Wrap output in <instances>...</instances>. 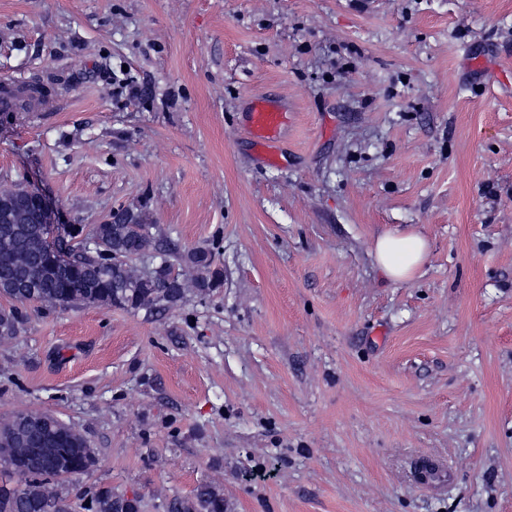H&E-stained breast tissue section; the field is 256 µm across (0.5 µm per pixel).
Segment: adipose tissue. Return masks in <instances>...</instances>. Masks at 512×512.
<instances>
[{
    "label": "adipose tissue",
    "instance_id": "obj_1",
    "mask_svg": "<svg viewBox=\"0 0 512 512\" xmlns=\"http://www.w3.org/2000/svg\"><path fill=\"white\" fill-rule=\"evenodd\" d=\"M427 252V241L415 233H385L376 239L374 245L380 271L386 278L399 282L414 279Z\"/></svg>",
    "mask_w": 512,
    "mask_h": 512
}]
</instances>
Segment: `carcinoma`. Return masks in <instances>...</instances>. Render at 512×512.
Listing matches in <instances>:
<instances>
[{
	"label": "carcinoma",
	"instance_id": "obj_1",
	"mask_svg": "<svg viewBox=\"0 0 512 512\" xmlns=\"http://www.w3.org/2000/svg\"><path fill=\"white\" fill-rule=\"evenodd\" d=\"M153 228L140 212L122 208L101 224L73 228V236L91 242V248L61 258L46 240L29 187H1L0 295L41 308L97 306L160 313L183 303L189 293L207 295L221 286L224 274L208 247L186 252L170 247L157 266H137L138 259L159 249ZM18 323L13 311H1L0 338L13 337ZM2 448L22 471L0 468L8 477L0 484V512H75L59 484L96 462L75 427L48 412H18L0 424ZM82 509L142 512V500L101 488ZM171 512H226L224 491L202 482L191 500L173 504Z\"/></svg>",
	"mask_w": 512,
	"mask_h": 512
}]
</instances>
